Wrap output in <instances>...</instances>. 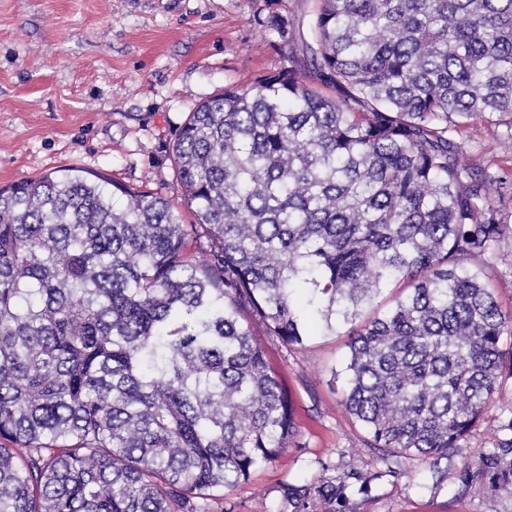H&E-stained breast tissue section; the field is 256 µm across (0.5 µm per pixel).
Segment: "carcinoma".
I'll list each match as a JSON object with an SVG mask.
<instances>
[{"mask_svg": "<svg viewBox=\"0 0 512 512\" xmlns=\"http://www.w3.org/2000/svg\"><path fill=\"white\" fill-rule=\"evenodd\" d=\"M311 32L189 114L180 208L78 168L0 186V512H211L293 429L250 314L288 347L359 324L342 404L386 465L321 461L278 512H353L405 456L444 479L512 378L505 227L455 139L512 120V0H319ZM485 481L512 495V407L455 495Z\"/></svg>", "mask_w": 512, "mask_h": 512, "instance_id": "obj_1", "label": "carcinoma"}]
</instances>
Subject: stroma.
I'll return each mask as SVG.
<instances>
[{
    "label": "stroma",
    "instance_id": "35a3bbf8",
    "mask_svg": "<svg viewBox=\"0 0 512 512\" xmlns=\"http://www.w3.org/2000/svg\"><path fill=\"white\" fill-rule=\"evenodd\" d=\"M318 0H0V186L69 167L101 172L180 203L170 147L190 112L225 86L246 87L280 66L289 47L262 21L277 13L309 38ZM512 135L508 121L460 129L464 160L488 181L508 230L490 270L512 313ZM253 330L292 404L295 431L273 463L225 490L213 512H276L284 483H306L319 461L361 469L376 457L341 403L349 327L288 348ZM512 407V379L434 485L418 457L400 462L355 512H512V498L483 487L453 491L452 476L490 447Z\"/></svg>",
    "mask_w": 512,
    "mask_h": 512
}]
</instances>
